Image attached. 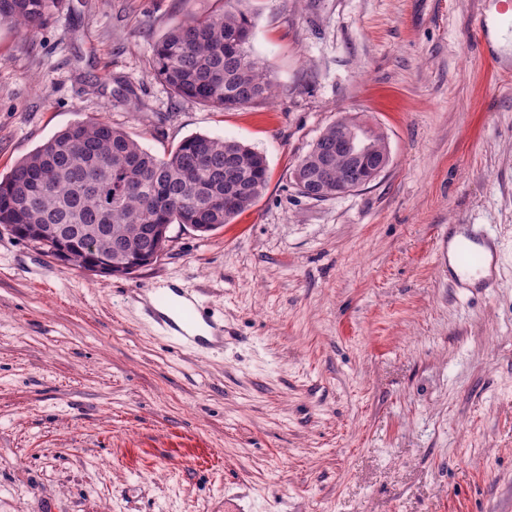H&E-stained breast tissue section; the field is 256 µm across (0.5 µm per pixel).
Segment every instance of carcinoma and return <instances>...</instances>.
I'll return each instance as SVG.
<instances>
[{
  "mask_svg": "<svg viewBox=\"0 0 512 512\" xmlns=\"http://www.w3.org/2000/svg\"><path fill=\"white\" fill-rule=\"evenodd\" d=\"M60 3L0 0V25L32 30ZM253 26L241 9L180 23L155 44L153 75L176 95L224 111L268 100L269 69L249 48ZM341 129L338 121L327 127L298 160L292 178L300 192L319 156L329 159L332 182L363 178V167L336 154ZM268 174L267 160L239 142L195 134L159 157L109 122L80 121L0 179V227L66 266L102 258L123 277L167 246L166 238H146V227L176 222L214 231L255 203Z\"/></svg>",
  "mask_w": 512,
  "mask_h": 512,
  "instance_id": "carcinoma-1",
  "label": "carcinoma"
}]
</instances>
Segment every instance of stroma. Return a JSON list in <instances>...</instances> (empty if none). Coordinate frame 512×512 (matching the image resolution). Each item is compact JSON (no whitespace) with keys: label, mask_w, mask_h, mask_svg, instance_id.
I'll list each match as a JSON object with an SVG mask.
<instances>
[{"label":"stroma","mask_w":512,"mask_h":512,"mask_svg":"<svg viewBox=\"0 0 512 512\" xmlns=\"http://www.w3.org/2000/svg\"><path fill=\"white\" fill-rule=\"evenodd\" d=\"M275 96L225 112L151 74L224 0H64L0 26V175L70 124L156 155L205 134L263 153L229 224L171 225L128 277L0 229V512H512V83L467 36L483 0H254ZM382 132L369 185L291 169L344 113ZM498 238L494 288L454 285L452 225ZM193 288L224 342L176 341L137 288Z\"/></svg>","instance_id":"35a3bbf8"}]
</instances>
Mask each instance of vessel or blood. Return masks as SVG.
<instances>
[{"label":"vessel or blood","mask_w":512,"mask_h":512,"mask_svg":"<svg viewBox=\"0 0 512 512\" xmlns=\"http://www.w3.org/2000/svg\"><path fill=\"white\" fill-rule=\"evenodd\" d=\"M495 236L489 230H473L464 225L461 242L452 237H441L440 250L450 251L454 262L463 270L455 281L461 286L492 287L496 280L497 259L493 251ZM147 299L143 311L145 315L161 325L179 341H191V330L197 313L203 305L196 290L171 287L156 288L145 286Z\"/></svg>","instance_id":"1"}]
</instances>
